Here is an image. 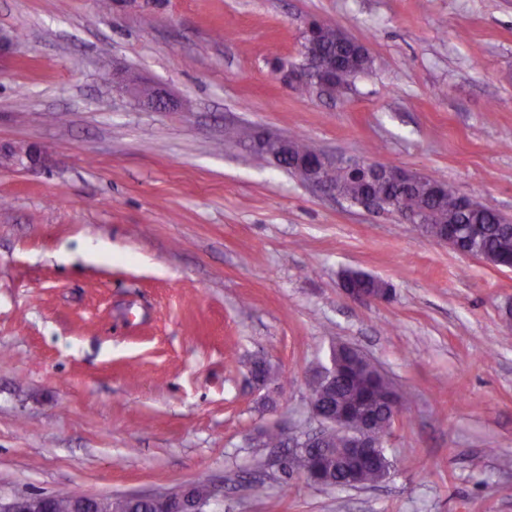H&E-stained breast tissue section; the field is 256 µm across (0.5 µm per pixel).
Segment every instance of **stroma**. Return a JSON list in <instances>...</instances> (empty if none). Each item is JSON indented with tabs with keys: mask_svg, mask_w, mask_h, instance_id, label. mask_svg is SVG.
<instances>
[{
	"mask_svg": "<svg viewBox=\"0 0 512 512\" xmlns=\"http://www.w3.org/2000/svg\"><path fill=\"white\" fill-rule=\"evenodd\" d=\"M374 59L288 89L311 20ZM0 493L120 497L203 482L213 512H512V269L322 195L236 130L453 184L512 219V0H0ZM163 87L143 109L113 68ZM111 244L101 262L61 246ZM387 282L378 304L341 277ZM357 347L403 412L388 476H285L261 428L311 425L309 382ZM281 378L262 385L254 361ZM346 276V287L343 288L347 298L362 303L373 304L385 302L390 296V290L385 288L388 284L382 280L376 279L363 273L350 272ZM349 288H369L379 290L378 292H365L361 290H351Z\"/></svg>",
	"mask_w": 512,
	"mask_h": 512,
	"instance_id": "35a3bbf8",
	"label": "stroma"
}]
</instances>
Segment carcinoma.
I'll list each match as a JSON object with an SVG mask.
<instances>
[{
  "mask_svg": "<svg viewBox=\"0 0 512 512\" xmlns=\"http://www.w3.org/2000/svg\"><path fill=\"white\" fill-rule=\"evenodd\" d=\"M315 53L320 57L324 67H334L336 72L337 92L349 83L348 75L357 76L371 69L373 59L367 55L355 58L351 50L339 43L336 30L325 22L319 23L314 36ZM336 185L344 194L356 198L362 194L375 197L390 196V189L384 182L371 185L362 183L358 176L348 173L336 174ZM443 201L434 200L433 191L426 185L413 186L396 198V204L404 210L419 211L424 214L426 236H434L449 224L459 229L462 248L472 256L485 258L492 264L512 259V230L502 223V217L485 207H469L458 202V193L450 185H444ZM387 283L363 273L346 274V287L369 288L378 290ZM331 362L336 367L323 368L317 373L310 385L311 395L318 399L324 410L340 414L348 412L353 415L362 410L369 411L376 418L372 428V436L386 439L394 428V416L389 407L390 387L388 379L378 372L377 368L346 352L334 349ZM264 447L280 448L285 445L282 432L276 427L262 429L258 436ZM345 435L333 430L325 436L319 448L303 446V434L296 435L294 456L307 454L311 459L308 480L321 485L330 481L342 485L346 473L353 464L335 455L336 449L344 446ZM391 466L384 448L378 449V458L371 468L359 472L357 484L365 485L382 479ZM123 512H155L152 502L148 499H126L119 503Z\"/></svg>",
  "mask_w": 512,
  "mask_h": 512,
  "instance_id": "carcinoma-1",
  "label": "carcinoma"
}]
</instances>
